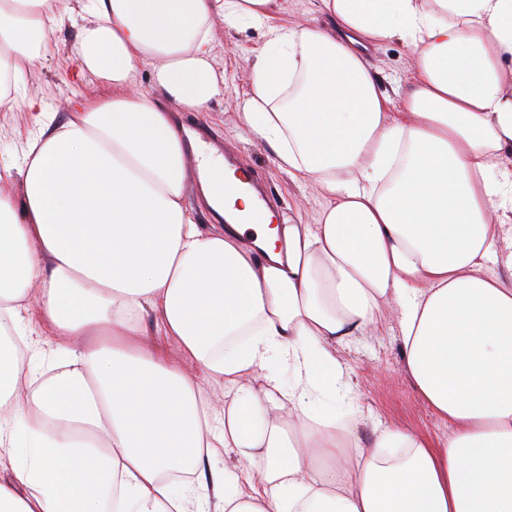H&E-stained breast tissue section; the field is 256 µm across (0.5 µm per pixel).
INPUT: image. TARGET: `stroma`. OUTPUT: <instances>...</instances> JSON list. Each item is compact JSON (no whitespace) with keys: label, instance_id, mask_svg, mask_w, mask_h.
<instances>
[{"label":"stroma","instance_id":"obj_1","mask_svg":"<svg viewBox=\"0 0 512 512\" xmlns=\"http://www.w3.org/2000/svg\"><path fill=\"white\" fill-rule=\"evenodd\" d=\"M77 37L78 30L73 26L56 32L57 51L23 73L13 95V111L0 112V169L20 154L28 132L34 127L32 115L24 106L26 98H43L61 121L69 112L72 99H95L111 93L106 81L79 78L78 61L73 54ZM264 43L263 32L252 27L219 33L213 57L215 67L224 72V98L212 103L208 111L179 113L177 120L183 126H200L210 137L230 147L237 165L256 175L279 212L310 224L324 208L325 198L312 188L291 181L275 165L270 149L249 138L238 120L237 106L249 88L253 57ZM365 55L378 70L381 88L387 92L404 88L416 74L417 56L401 41L390 40L369 47ZM154 321L151 314L141 321L144 344L160 347L169 361L179 364L199 381L216 408H223V382L206 377L175 343H157L150 334ZM337 356L349 385L345 402L365 417L360 426L362 440H370L377 427L400 428L433 439L447 435V425L420 400L412 385L397 322H387L382 329L352 338L339 347Z\"/></svg>","mask_w":512,"mask_h":512}]
</instances>
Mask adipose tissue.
I'll list each match as a JSON object with an SVG mask.
<instances>
[{
  "mask_svg": "<svg viewBox=\"0 0 512 512\" xmlns=\"http://www.w3.org/2000/svg\"><path fill=\"white\" fill-rule=\"evenodd\" d=\"M80 2L81 70L112 93L61 122L29 99L21 195H0V512H192L213 494L221 512H512V0H318L330 30L276 22L278 0ZM64 19L0 0V110ZM218 25L266 37L238 118L327 197L315 223L254 220L223 157L187 168L172 111L223 98ZM392 39L418 54L399 112L358 50ZM144 65L156 95L129 92ZM194 173L232 224L198 223ZM35 284L68 342L25 357ZM389 304L447 440L360 445L336 346ZM150 311L223 382V412L139 342ZM218 447L238 474L170 480Z\"/></svg>",
  "mask_w": 512,
  "mask_h": 512,
  "instance_id": "ef3b65f1",
  "label": "adipose tissue"
}]
</instances>
